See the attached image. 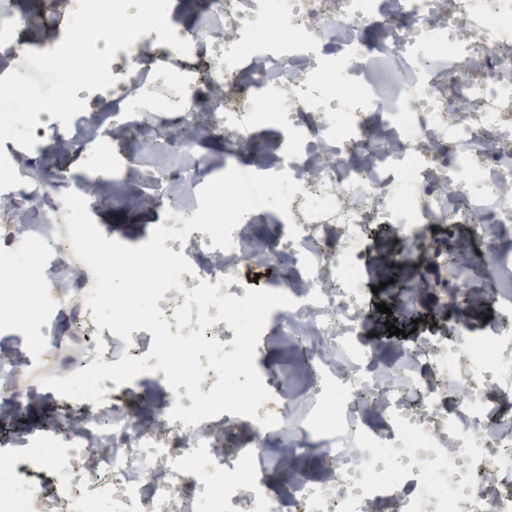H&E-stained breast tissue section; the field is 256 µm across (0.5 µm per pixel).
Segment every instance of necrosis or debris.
I'll list each match as a JSON object with an SVG mask.
<instances>
[{
    "label": "necrosis or debris",
    "instance_id": "1",
    "mask_svg": "<svg viewBox=\"0 0 512 512\" xmlns=\"http://www.w3.org/2000/svg\"><path fill=\"white\" fill-rule=\"evenodd\" d=\"M28 14L0 0V57L60 43L68 0H42ZM194 24L177 26L192 52L173 67L157 33L118 50L106 91H79L85 110L69 126L38 115L31 154L37 177L6 190L0 258L37 252L41 285L33 318L0 317V329L29 342L27 353H0V446L14 443L23 407L45 395L22 385L23 372L65 347L57 308L70 304L71 327L102 359L140 358L153 343L144 329L123 341L98 329L86 293L64 274L77 266L63 192L149 186L146 204L193 216L184 198L217 176L200 141L224 142L225 166H241L260 124L278 127L257 173L289 171L301 183L288 215L270 212L268 238L250 232L248 213L222 250L209 234L167 240L192 273L158 306L167 322L201 280L244 297L246 264L269 268L270 289L294 299L269 315L271 333L293 346L309 384L281 387L261 368L272 394L258 417L224 413L197 425L169 421L167 394L133 409L134 384L104 380V405L57 397V414L24 436L22 457L0 468V512H512V0H189ZM381 29L379 40L365 37ZM91 149L100 162L76 174L51 162L53 147ZM333 197L338 209L310 219L307 196ZM470 224L472 252L488 273L487 300L500 313L488 334L465 322L450 336L421 337L381 361L362 339L370 305L359 286L360 244L373 225H396L407 251L429 248L432 224ZM296 225L299 239L288 236ZM370 414L383 426L366 425ZM321 444L324 468L312 477L284 450ZM288 469L284 495L267 489L270 467Z\"/></svg>",
    "mask_w": 512,
    "mask_h": 512
}]
</instances>
